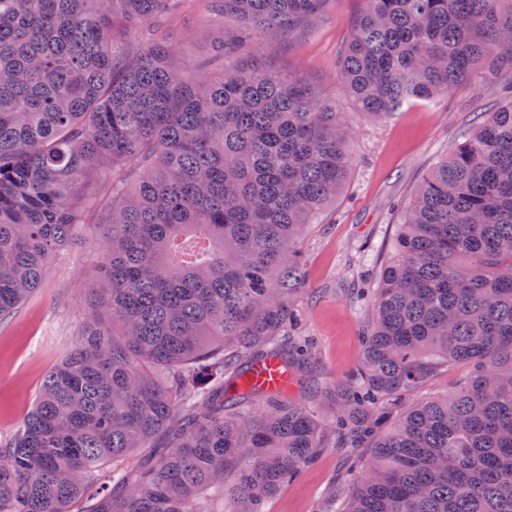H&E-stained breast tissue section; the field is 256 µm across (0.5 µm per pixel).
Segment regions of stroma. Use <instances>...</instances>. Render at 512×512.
Returning a JSON list of instances; mask_svg holds the SVG:
<instances>
[{
    "mask_svg": "<svg viewBox=\"0 0 512 512\" xmlns=\"http://www.w3.org/2000/svg\"><path fill=\"white\" fill-rule=\"evenodd\" d=\"M359 7L358 0H330L325 15L309 21L290 41H266L259 48L263 62L311 79L344 113L351 130L350 177L335 205L300 240L308 278L298 298L299 332L317 346L310 385L322 390L345 383L360 363L359 338L372 312L353 305V290L374 284L393 251L403 205L430 168L464 142L483 114L499 103L496 79L483 74L448 94L403 105L382 120L359 113L335 69L336 54ZM189 8L201 27L176 43L173 61L196 74L212 55L224 23L209 15L205 0H190ZM99 258L90 245L60 253L39 290L0 323L1 440L14 433L45 375L76 345L85 321L86 282ZM470 371L463 362L440 368L406 394L405 406L452 390ZM347 466L343 449H321L312 464L268 500L266 512H335L331 492Z\"/></svg>",
    "mask_w": 512,
    "mask_h": 512,
    "instance_id": "stroma-1",
    "label": "stroma"
}]
</instances>
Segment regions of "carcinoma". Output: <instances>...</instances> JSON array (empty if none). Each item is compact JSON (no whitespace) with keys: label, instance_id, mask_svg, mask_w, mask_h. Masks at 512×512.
I'll list each match as a JSON object with an SVG mask.
<instances>
[{"label":"carcinoma","instance_id":"obj_1","mask_svg":"<svg viewBox=\"0 0 512 512\" xmlns=\"http://www.w3.org/2000/svg\"><path fill=\"white\" fill-rule=\"evenodd\" d=\"M185 0H0V321L87 236L99 275L71 353L0 441V512H265L322 448L371 449L337 512H512V86L403 207L356 378L277 396L242 384L296 335L304 229L336 203L348 130L312 84L262 65L330 0H207L223 64L172 63ZM336 62L382 119L481 71L512 82V0H361ZM149 35L139 45L130 32ZM471 374L404 409L444 364ZM151 448L155 461L127 458ZM112 463L101 483L99 467Z\"/></svg>","mask_w":512,"mask_h":512}]
</instances>
